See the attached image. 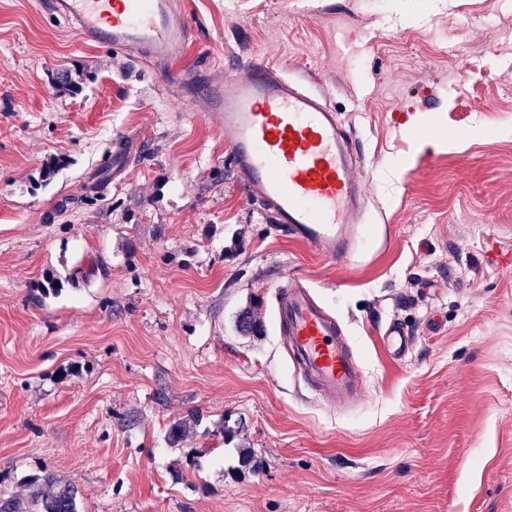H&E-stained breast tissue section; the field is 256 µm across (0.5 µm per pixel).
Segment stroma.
<instances>
[{"label": "stroma", "mask_w": 512, "mask_h": 512, "mask_svg": "<svg viewBox=\"0 0 512 512\" xmlns=\"http://www.w3.org/2000/svg\"><path fill=\"white\" fill-rule=\"evenodd\" d=\"M185 4L188 62L285 68L357 133L386 237L344 265L292 241L194 98L0 0V498L53 477L78 512H512V0ZM287 273L363 367L347 410L285 358ZM383 344L394 360L401 361L407 357L412 348V336L398 323H390L382 336Z\"/></svg>", "instance_id": "obj_1"}]
</instances>
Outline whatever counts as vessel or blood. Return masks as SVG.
<instances>
[{
	"label": "vessel or blood",
	"instance_id": "vessel-or-blood-1",
	"mask_svg": "<svg viewBox=\"0 0 512 512\" xmlns=\"http://www.w3.org/2000/svg\"><path fill=\"white\" fill-rule=\"evenodd\" d=\"M46 7L83 43L144 51L148 67L200 87V108L249 198L293 240L331 262L350 260L368 230L365 178L353 133L321 95L261 63L200 80L182 60L188 20L178 0H47ZM275 301L286 356L304 384L331 404L362 397L364 371L336 316L298 277L283 280ZM382 340L397 361L412 348L398 323Z\"/></svg>",
	"mask_w": 512,
	"mask_h": 512
}]
</instances>
